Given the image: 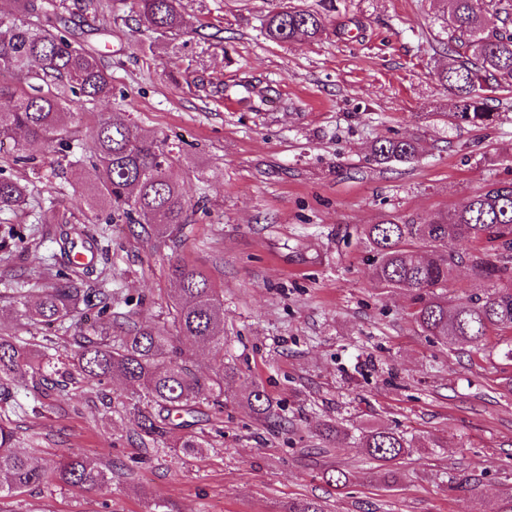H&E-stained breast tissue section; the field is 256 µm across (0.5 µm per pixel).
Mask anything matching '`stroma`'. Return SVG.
Masks as SVG:
<instances>
[{
	"mask_svg": "<svg viewBox=\"0 0 512 512\" xmlns=\"http://www.w3.org/2000/svg\"><path fill=\"white\" fill-rule=\"evenodd\" d=\"M107 2L106 32L85 41L114 96L81 108L80 142L126 111L134 130L176 146L191 208L177 244L122 220L88 224L102 249L86 285L110 291L119 322L166 325L170 260L200 269L223 291L224 355L188 343L186 356L201 376H232L223 408L200 403L164 445L141 440L123 381L11 382L0 423L18 450L49 461L77 451L112 479L93 490L48 481L1 499L0 512H287L299 498L326 512H495L512 491L504 342L460 350L420 333L412 293L377 283L361 238L367 225L426 224L487 183L512 182V87L495 93L496 122L477 128L454 119L439 80L446 0H181L188 31L174 41L135 24V0ZM294 5L322 13L327 36L268 40L267 12ZM385 138L415 140L416 160L375 161ZM30 152L24 165L0 146V169L29 186L24 209L0 210V331L23 337L5 308L49 285V269L67 276L60 223L93 177L58 144ZM251 385L287 426L253 419L239 399ZM325 422L343 432L328 450ZM371 426L413 441L395 484L372 477L358 445ZM190 435L207 447L184 454ZM336 468L351 474L341 491L322 479Z\"/></svg>",
	"mask_w": 512,
	"mask_h": 512,
	"instance_id": "obj_1",
	"label": "stroma"
}]
</instances>
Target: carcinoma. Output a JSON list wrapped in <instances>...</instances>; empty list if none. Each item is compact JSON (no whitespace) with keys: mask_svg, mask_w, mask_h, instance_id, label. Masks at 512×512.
<instances>
[{"mask_svg":"<svg viewBox=\"0 0 512 512\" xmlns=\"http://www.w3.org/2000/svg\"><path fill=\"white\" fill-rule=\"evenodd\" d=\"M19 14L0 17V97L12 106L0 111V145L14 144L15 161L31 157L20 154L25 147L56 141L70 148L75 128L68 125L77 107L112 98V74L77 38L65 29L44 25L45 5L38 0H18ZM138 22L154 33L176 39L185 20L180 0H136ZM495 15H504L501 26L489 27L485 16L470 0H449L447 18L448 68L441 80L455 98L454 117L473 126L493 124L498 113L492 98L471 94L483 83L493 92L512 81V0H493ZM326 31L317 12L287 7L269 12L265 35L274 42L291 43L303 37L317 40ZM419 152L411 139H384L372 146L381 164L410 162ZM91 168L94 191L87 205L93 213H106L105 223L125 220L140 227L148 238H175L186 221L190 202L173 178L178 162L174 149L149 135L134 131L124 112H114L100 122L92 136ZM27 189L0 172V208L19 209L26 204ZM365 242L376 257L374 275L384 288L416 295L414 320L421 333L445 345L484 346L493 333H512V182L488 186L465 206L439 216L429 224L411 218H392L370 224L363 230ZM450 240L484 244L478 253L447 250ZM75 241L62 240L61 253L75 277L55 283L34 300L20 296L11 302L15 321L24 326L73 321L80 306L105 313L112 308V295L103 288H85L88 265L73 260ZM464 264L476 269L488 284L483 295L448 302V281ZM173 284L170 308L174 331L144 319L133 323L123 335L112 337L108 328L77 326V349L71 355L73 370L59 372L58 356L49 350L35 351L19 336L0 334V379L62 374L101 385L115 377L138 388L129 409L139 433L162 442L183 415L195 412L201 395H212L224 407V374L202 378L187 364L182 340L211 347L224 354V302L222 292L207 275L178 259L169 267ZM255 419L269 422L278 417L274 402L253 385L242 395ZM16 435L0 426V499L38 485L48 478L70 487L100 488L109 482L107 471L72 453L50 464L35 452L20 453ZM360 447L397 482V465L409 448L405 434L387 427L361 432ZM322 479L338 490L349 484L344 470L326 469Z\"/></svg>","mask_w":512,"mask_h":512,"instance_id":"carcinoma-1","label":"carcinoma"}]
</instances>
